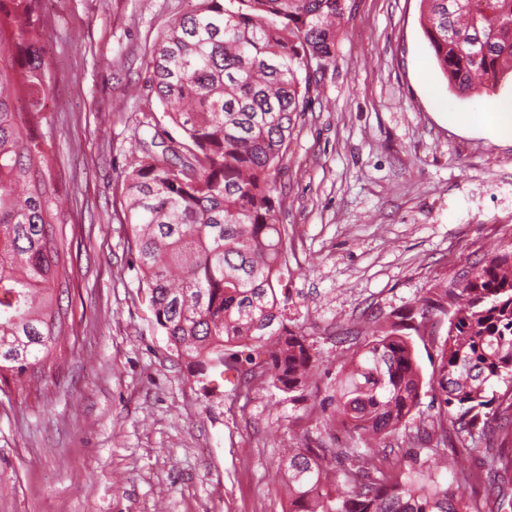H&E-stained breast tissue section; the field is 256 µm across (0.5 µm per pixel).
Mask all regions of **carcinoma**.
<instances>
[{"label":"carcinoma","mask_w":512,"mask_h":512,"mask_svg":"<svg viewBox=\"0 0 512 512\" xmlns=\"http://www.w3.org/2000/svg\"><path fill=\"white\" fill-rule=\"evenodd\" d=\"M41 0H0V384L49 382L72 323L56 286L72 282L67 196L53 173L49 64ZM437 66L461 94L493 91L512 71V0H421ZM347 0H194L161 31L150 92L182 140L138 139L123 178L125 224L156 325L195 378L224 370L296 405L322 363L288 318V232L277 176L297 117L336 58ZM448 322L424 429L461 447L496 431L483 480L512 512V251L474 265L465 285L439 282L417 304L351 338L356 350L320 407L352 446L304 447L285 459L289 512H482L464 474L433 449L419 467L363 453L399 433L422 378L412 336ZM506 383L502 392L494 390Z\"/></svg>","instance_id":"obj_1"}]
</instances>
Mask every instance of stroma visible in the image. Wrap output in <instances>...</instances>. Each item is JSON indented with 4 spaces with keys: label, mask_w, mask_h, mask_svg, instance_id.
I'll return each mask as SVG.
<instances>
[{
    "label": "stroma",
    "mask_w": 512,
    "mask_h": 512,
    "mask_svg": "<svg viewBox=\"0 0 512 512\" xmlns=\"http://www.w3.org/2000/svg\"><path fill=\"white\" fill-rule=\"evenodd\" d=\"M336 62L288 148L279 178L288 230L289 317L330 385L345 336L405 311L512 248V138L466 126L512 87L457 95L420 24V0H347ZM190 0H45L42 45L54 163L66 177L75 280L72 352L48 387L0 388V512H288L285 450L315 417L274 389L236 390L234 372L198 382L153 321L123 220L122 179L146 123L159 33ZM423 386L395 455L413 463L435 414Z\"/></svg>",
    "instance_id": "obj_1"
}]
</instances>
